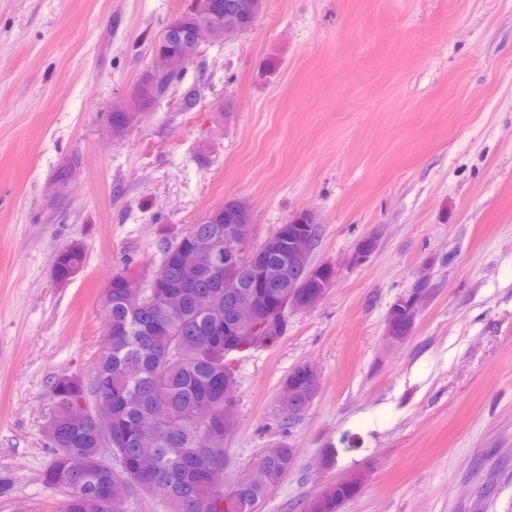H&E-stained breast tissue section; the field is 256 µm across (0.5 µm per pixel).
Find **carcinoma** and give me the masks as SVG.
I'll list each match as a JSON object with an SVG mask.
<instances>
[{
  "label": "carcinoma",
  "mask_w": 512,
  "mask_h": 512,
  "mask_svg": "<svg viewBox=\"0 0 512 512\" xmlns=\"http://www.w3.org/2000/svg\"><path fill=\"white\" fill-rule=\"evenodd\" d=\"M224 16L242 32L255 25L260 14L254 0H220ZM185 29L199 31L210 23L206 15L182 11L176 16ZM158 50L173 59L172 69L158 83L145 87L143 108L164 97L180 81L183 48L160 42ZM113 133L123 135L132 123L122 104L108 115ZM249 203L228 197L208 211L188 233L173 241L159 240L165 267L150 276L151 287L141 293L137 271L116 273L103 288L110 335L105 337L91 375L56 377L50 384L52 413L46 433L53 457L42 471V482L64 494L60 512H124L133 486L144 484V495L163 504L166 512H255L293 464L295 450L280 442L260 460L262 478L243 477L222 493L212 491L210 473L227 464L228 431L224 422V386L237 384L236 355L271 344L286 335L288 313L278 303L304 300L325 292L336 269L323 267L314 276L303 273L311 265L320 225L308 211L293 216L282 236H271L254 248L227 275L210 270L208 252L224 256V227L250 221ZM83 248L74 243L61 250L54 275L65 285L80 272ZM251 290L268 310L258 319L266 324L252 336L227 331L238 318L236 299ZM413 309L411 297L395 301L386 323L396 333L408 332ZM320 379L298 365L284 379L280 401L292 420L308 410ZM108 402L112 432L120 442L107 445L79 405L80 399ZM112 455L116 466L99 465ZM364 485L356 471L341 483L327 485L306 500L302 512H339Z\"/></svg>",
  "instance_id": "cac0c4a2"
}]
</instances>
